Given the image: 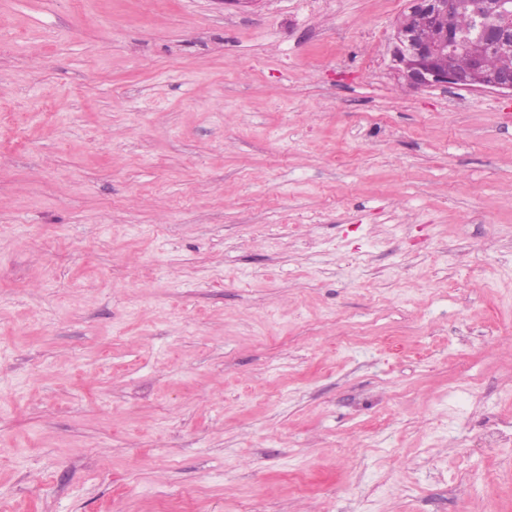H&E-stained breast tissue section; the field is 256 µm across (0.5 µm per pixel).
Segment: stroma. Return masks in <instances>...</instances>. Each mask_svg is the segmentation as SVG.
Instances as JSON below:
<instances>
[{
    "instance_id": "1",
    "label": "stroma",
    "mask_w": 512,
    "mask_h": 512,
    "mask_svg": "<svg viewBox=\"0 0 512 512\" xmlns=\"http://www.w3.org/2000/svg\"><path fill=\"white\" fill-rule=\"evenodd\" d=\"M408 0H0V512H512V98ZM450 26L456 37L461 41V47L452 59V66L458 70H466L470 66L472 48H479L489 68H498L509 62L512 65V41L484 39L478 19L473 15V8L454 9L450 15ZM448 25V32L442 31L434 41L418 42L409 31H395L393 41L412 59L413 65L405 67L395 63L398 79L410 88H426L442 85H454L469 90H490L512 97V68L487 71L480 57L472 61V71L460 73L448 65L441 70L435 66L436 60L457 47V42Z\"/></svg>"
}]
</instances>
